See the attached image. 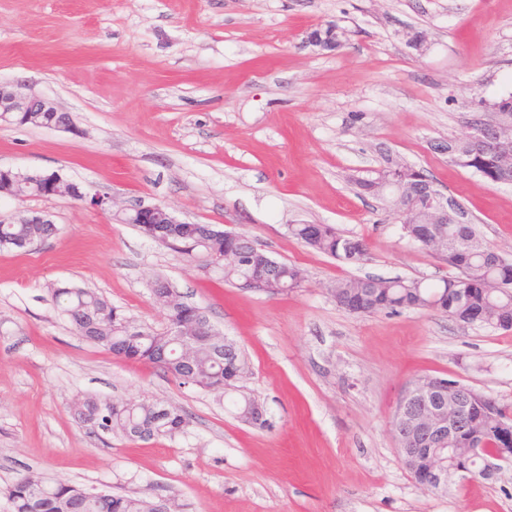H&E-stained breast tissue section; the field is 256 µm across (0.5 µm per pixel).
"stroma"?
I'll list each match as a JSON object with an SVG mask.
<instances>
[{
    "instance_id": "1",
    "label": "stroma",
    "mask_w": 512,
    "mask_h": 512,
    "mask_svg": "<svg viewBox=\"0 0 512 512\" xmlns=\"http://www.w3.org/2000/svg\"><path fill=\"white\" fill-rule=\"evenodd\" d=\"M330 22L343 46H307ZM417 31L418 50L407 43ZM0 82L52 100L76 127L0 126L1 167L166 205L302 274L282 294L242 291L87 202L0 199V220L36 211L57 227L28 252L0 248V512L21 473L172 498L180 512H512V463L433 493L404 469L390 431L422 375L512 403V330L432 311L353 315L330 292L343 278L453 273L357 195L353 178L387 154L424 169L512 258V185L436 149L512 95V0H0ZM299 223L362 238L366 261L297 242L288 227ZM159 276L240 348V385L264 425L238 418L222 393L76 335L50 294L89 289L162 331ZM87 395L154 400L189 424L150 441L94 433L73 411Z\"/></svg>"
}]
</instances>
